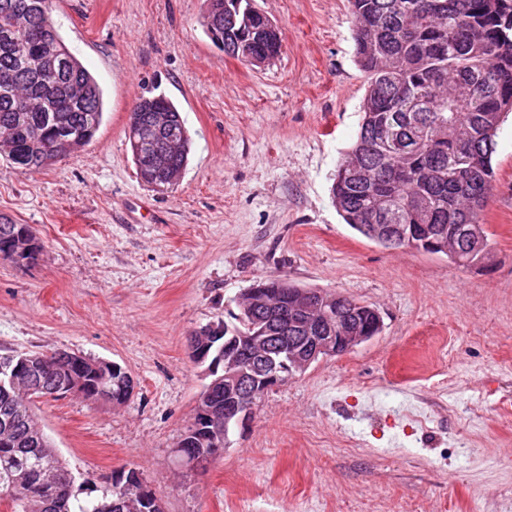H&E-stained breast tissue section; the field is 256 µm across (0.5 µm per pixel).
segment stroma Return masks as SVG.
<instances>
[{
	"label": "stroma",
	"instance_id": "1",
	"mask_svg": "<svg viewBox=\"0 0 512 512\" xmlns=\"http://www.w3.org/2000/svg\"><path fill=\"white\" fill-rule=\"evenodd\" d=\"M282 49L225 55L205 0H53L66 45L103 90L93 140L31 172L0 157V215L42 245L0 261V354L114 361L131 399L39 398L33 410L85 502L137 468L165 512H512V112L481 218L497 265L387 249L339 216L331 186L368 78L349 0H255ZM162 94L192 139L174 191L137 175V99ZM353 296L381 333L268 392L198 474L175 448L204 380L187 351L259 279Z\"/></svg>",
	"mask_w": 512,
	"mask_h": 512
}]
</instances>
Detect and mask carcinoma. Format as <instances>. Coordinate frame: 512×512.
<instances>
[{
  "mask_svg": "<svg viewBox=\"0 0 512 512\" xmlns=\"http://www.w3.org/2000/svg\"><path fill=\"white\" fill-rule=\"evenodd\" d=\"M203 27L224 7V54L247 63L280 47V32L253 0H206ZM355 57L368 75L357 140L341 158L332 186L336 209L357 232L365 224H410L412 240L433 238L458 249L467 267L473 245L493 250L480 211L495 182V136L512 111V0H350ZM54 25L51 0H0V141L8 140L17 167L40 170L66 153L65 132L89 143L103 122V92L93 75L56 36L62 70L43 68L44 25ZM169 113L167 128L130 144L140 177L182 172L190 142L177 107L153 98ZM349 320L377 329L375 308L353 309ZM35 397L23 386H0V417L17 433L40 431ZM204 454L212 437L185 438ZM71 471L47 435L21 448L0 429V496L13 512H106L116 495L73 506Z\"/></svg>",
  "mask_w": 512,
  "mask_h": 512,
  "instance_id": "obj_1",
  "label": "carcinoma"
}]
</instances>
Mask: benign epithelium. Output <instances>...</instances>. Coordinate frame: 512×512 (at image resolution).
<instances>
[{"label": "benign epithelium", "instance_id": "1", "mask_svg": "<svg viewBox=\"0 0 512 512\" xmlns=\"http://www.w3.org/2000/svg\"><path fill=\"white\" fill-rule=\"evenodd\" d=\"M369 239L382 246L403 244L407 240L404 227L396 224H370L364 227ZM38 243L23 229H14L0 236V255L14 264H28L37 255ZM267 291L262 282L248 288L236 302L237 311L232 316L241 320L253 315L257 308L267 315V320L292 319L301 335L275 337L266 335L261 328L250 335L231 336L220 351L213 352L215 341L222 338L224 325L209 324L200 327L189 336L187 347L195 363L204 366L205 378L195 399L194 413L198 427L214 430L224 427V438H229L235 427H244L251 420L259 400L268 392L279 388L305 373L314 363L328 357L353 350L374 339L366 328L358 326L344 329L348 316L332 307V298L324 296L318 289L297 287L291 290L290 309H277L266 303ZM58 364H76V369L67 375L55 373L42 375L31 362L21 356L0 364V375L7 381L18 376L24 379L32 393H51L54 396H71L82 393L81 374L88 369L102 385L93 390L92 397L106 401L114 407L124 405L133 395L136 382L120 364L102 359H93L80 353L55 350L48 353ZM111 381L118 387L114 393L106 386ZM230 388L237 399L230 409L224 411L213 403L215 392ZM227 442L214 444L211 453L202 456L190 448H176L178 465L185 471L205 468L215 457L221 455ZM140 485L138 494L131 498L120 494L109 508L114 512H163L160 499L154 491L143 484L134 468L129 472H118L112 478L113 488L122 482Z\"/></svg>", "mask_w": 512, "mask_h": 512}]
</instances>
